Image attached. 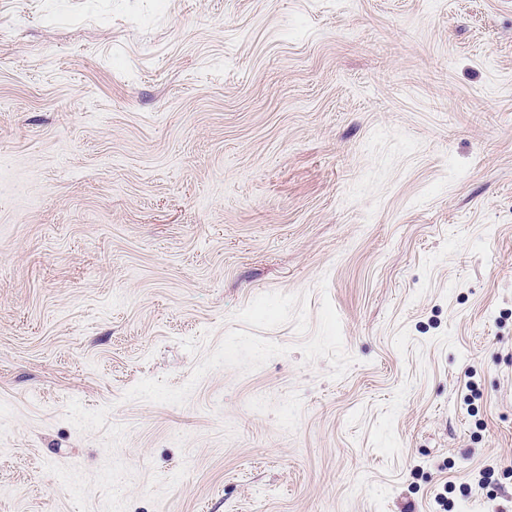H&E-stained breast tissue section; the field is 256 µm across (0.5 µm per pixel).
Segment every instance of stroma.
<instances>
[{"mask_svg": "<svg viewBox=\"0 0 512 512\" xmlns=\"http://www.w3.org/2000/svg\"><path fill=\"white\" fill-rule=\"evenodd\" d=\"M0 512H512V0H0Z\"/></svg>", "mask_w": 512, "mask_h": 512, "instance_id": "35a3bbf8", "label": "stroma"}]
</instances>
